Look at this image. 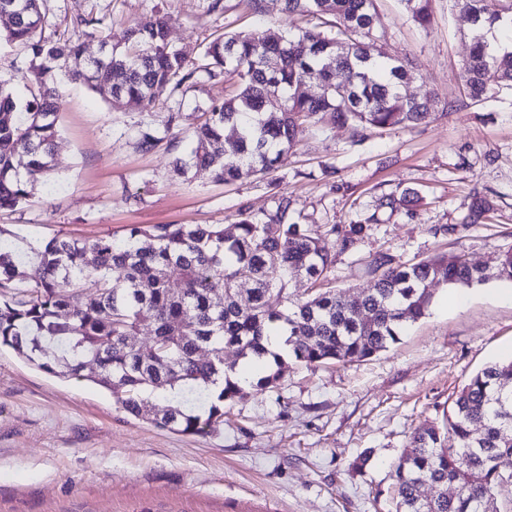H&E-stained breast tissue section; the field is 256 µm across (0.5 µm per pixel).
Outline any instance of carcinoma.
<instances>
[{
  "label": "carcinoma",
  "instance_id": "carcinoma-1",
  "mask_svg": "<svg viewBox=\"0 0 512 512\" xmlns=\"http://www.w3.org/2000/svg\"><path fill=\"white\" fill-rule=\"evenodd\" d=\"M283 12L308 17L297 33L267 29L221 35L196 57L173 46L165 16L126 31L106 46L103 59L84 58L83 38L101 33V21H77L62 42L44 36V0H0V10L21 9L7 40L31 51V99L20 103L0 81V210L35 196L25 177L54 169L61 96L54 71L86 84L115 108L145 110L169 87L183 94L200 79L234 78L224 100L206 110L191 136V149L174 157L172 173L185 178L206 169L218 182L269 174L288 158L297 139L336 122L364 131L425 122L432 98L409 100L411 78L401 59L374 57L362 38L373 34L375 0H282ZM420 25L430 22L429 0H401ZM469 16L471 50L463 65L464 89L479 103L495 94L487 73L498 72L499 89L512 90V51L490 50L487 35L512 28V0H452ZM307 79L315 93L295 95ZM182 113L168 112L162 126L138 130L135 147L155 151L180 126ZM232 128V140L224 131ZM228 143L219 149L217 145ZM368 225L332 224L324 233L288 212V198L261 220L240 213L233 230L222 224L132 225L117 242L110 236L83 241L58 233L24 248L0 246V350L9 349L37 369L62 378H84L109 390L129 414L187 435L224 424V407L239 385L224 348L242 359L268 354L269 337H285L288 355L305 364L363 361L398 342L407 325L424 318L433 283L471 288L490 281L512 284V249L502 251L491 272L463 254H446L394 266L381 254V271L368 292L352 300L326 288L301 300L293 283L328 278L334 255L355 248ZM182 282L179 291L171 279ZM87 291L86 300L79 292ZM152 345L136 337L142 322ZM206 349L210 357H199ZM285 360L257 379L261 390L277 388ZM457 447H448V436ZM512 457V359L489 363L450 397L442 424L418 428L394 464L396 512H501L496 490L512 474L497 469ZM426 482L437 488L419 498ZM456 493L448 494V487Z\"/></svg>",
  "mask_w": 512,
  "mask_h": 512
}]
</instances>
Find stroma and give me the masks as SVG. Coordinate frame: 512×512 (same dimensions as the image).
Masks as SVG:
<instances>
[{
    "mask_svg": "<svg viewBox=\"0 0 512 512\" xmlns=\"http://www.w3.org/2000/svg\"><path fill=\"white\" fill-rule=\"evenodd\" d=\"M46 0L52 39L73 20L101 19L111 42L157 16L172 17L168 39L189 55L227 32L305 27L306 19L263 0ZM372 52L406 58V95H432L423 124L367 131L350 126L304 133L267 176L216 182L201 170L175 178L166 150L134 146L139 125L160 124L172 104L159 94L150 110L113 108L86 85L58 79L60 136L51 173H31L36 196L0 210L14 236L41 241L63 232L122 240L133 224H221L253 218L287 196L301 223L319 228L378 214L354 250L337 253L329 286L351 296L372 288L373 256L410 264L464 253L494 264L512 248V93L482 103L463 90L470 51L468 18L450 0H432L429 27L401 0H375ZM103 35V36H104ZM27 50L0 38V80L26 98ZM221 82H201L183 100L177 147L185 149L202 113L224 98ZM416 190L411 209L375 211L377 198ZM490 200L484 223L468 224L475 197ZM505 285L438 286L428 316L400 342L347 365L289 361L278 388L241 387L218 430L185 435L136 418L87 380L59 378L0 351V512H394L393 464L419 427L440 422L449 397L484 364L512 357V300Z\"/></svg>",
    "mask_w": 512,
    "mask_h": 512,
    "instance_id": "1",
    "label": "stroma"
}]
</instances>
